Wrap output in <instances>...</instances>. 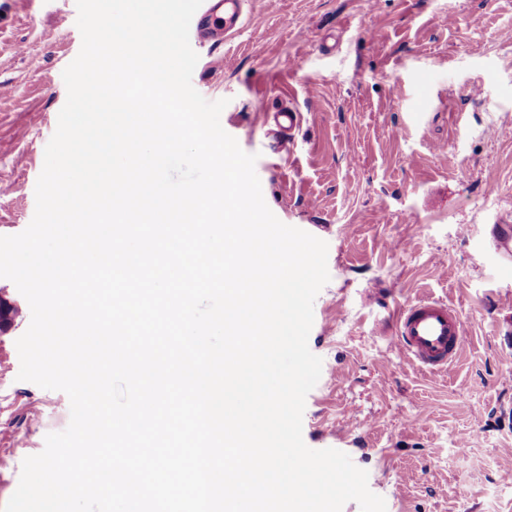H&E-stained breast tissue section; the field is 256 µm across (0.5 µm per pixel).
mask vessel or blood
<instances>
[{"label": "vessel or blood", "mask_w": 512, "mask_h": 512, "mask_svg": "<svg viewBox=\"0 0 512 512\" xmlns=\"http://www.w3.org/2000/svg\"><path fill=\"white\" fill-rule=\"evenodd\" d=\"M241 3L242 0H224L222 21H200L196 27L197 37L208 40L237 32ZM394 335L400 357L432 373L447 370L466 340L459 311L447 301L431 297L418 299L399 310Z\"/></svg>", "instance_id": "obj_1"}]
</instances>
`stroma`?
I'll return each mask as SVG.
<instances>
[{
  "instance_id": "stroma-1",
  "label": "stroma",
  "mask_w": 512,
  "mask_h": 512,
  "mask_svg": "<svg viewBox=\"0 0 512 512\" xmlns=\"http://www.w3.org/2000/svg\"><path fill=\"white\" fill-rule=\"evenodd\" d=\"M76 20V0H0V236L33 219ZM191 46L192 84L226 100L269 209L328 244L305 444L348 454L387 512H512V265L492 234L512 215V0H248L238 33ZM288 105L301 122L283 145L262 116ZM0 296L1 507L71 410L18 380L31 311L8 279ZM422 296L464 317L449 371L393 348L395 311Z\"/></svg>"
}]
</instances>
